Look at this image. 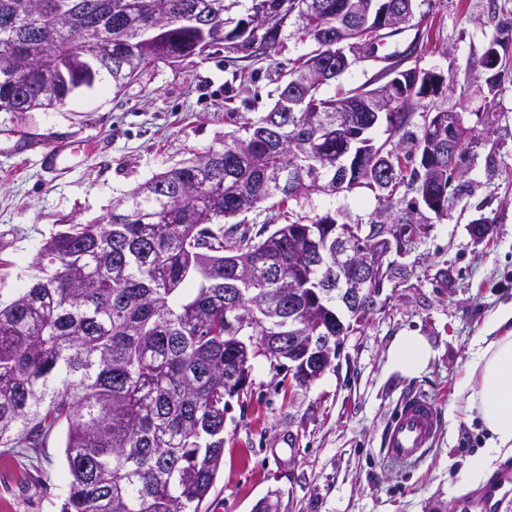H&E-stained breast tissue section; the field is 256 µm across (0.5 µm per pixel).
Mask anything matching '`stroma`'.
Wrapping results in <instances>:
<instances>
[{
  "label": "stroma",
  "instance_id": "35a3bbf8",
  "mask_svg": "<svg viewBox=\"0 0 512 512\" xmlns=\"http://www.w3.org/2000/svg\"><path fill=\"white\" fill-rule=\"evenodd\" d=\"M426 19L383 47L402 51L417 34L425 48L407 64L444 76L403 130L404 150L430 111L457 106L472 144L448 190V216L422 210L411 250L389 258L401 274L387 283L376 310L344 340L341 357L319 378L293 383L285 359L256 354L251 386L224 416V456L201 512H512V463L477 489L460 476L486 435L467 420L456 392L473 343L496 311L512 303V81L488 84L486 49L512 22V0H424ZM311 40H287L244 82L227 84L223 55L144 71L121 93L79 89L60 109L0 111V299L28 280L40 246L64 225L104 218L112 202L191 154L219 145L234 113L268 105L269 76L308 52ZM76 141L56 171L39 152L13 154L18 138ZM376 192L357 187L315 194L307 214L334 212L338 222L367 224ZM490 223L474 241V219ZM423 337L432 357L421 375L394 369L397 336ZM420 389L437 401L442 423L422 462L395 468L380 453L381 433L400 400ZM61 434L43 448L0 447V512H60L66 496Z\"/></svg>",
  "mask_w": 512,
  "mask_h": 512
}]
</instances>
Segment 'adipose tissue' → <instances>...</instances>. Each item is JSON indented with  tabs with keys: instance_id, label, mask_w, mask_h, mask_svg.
Masks as SVG:
<instances>
[{
	"instance_id": "ef3b65f1",
	"label": "adipose tissue",
	"mask_w": 512,
	"mask_h": 512,
	"mask_svg": "<svg viewBox=\"0 0 512 512\" xmlns=\"http://www.w3.org/2000/svg\"><path fill=\"white\" fill-rule=\"evenodd\" d=\"M512 321V306L501 309L489 324L493 337L475 342L465 376L458 391L466 415H477L489 433L485 448L468 468L464 485L478 488L489 484L501 464L512 459V331L497 330ZM431 350L422 337H398L390 352L393 365L404 374L415 376L428 365Z\"/></svg>"
}]
</instances>
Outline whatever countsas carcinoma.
<instances>
[{"label":"carcinoma","mask_w":512,"mask_h":512,"mask_svg":"<svg viewBox=\"0 0 512 512\" xmlns=\"http://www.w3.org/2000/svg\"><path fill=\"white\" fill-rule=\"evenodd\" d=\"M349 0H0V111L55 110L102 75L120 93L141 72L204 60L224 51L227 84L279 53L285 41L313 48L278 71L270 108L241 116L224 144L169 166L112 202L104 224H70L38 250L30 281L0 301V446L43 448L64 432L66 498L61 512H201L224 456V383L243 377L255 355L249 336H283L288 312L297 336H334L336 301L317 305L311 290L331 275L300 267L296 293L283 299L278 269L288 270L308 239L335 237L336 216L315 215L252 233L239 216L274 197L302 208L313 194H336V163L383 166L381 209L402 186L432 187V212L448 216V188L462 138L448 148V128L425 122L409 168L395 138L425 98L406 83L383 110L388 137L367 136L364 84L323 88L338 78L340 6ZM381 79L406 76L405 52L384 55ZM296 101L300 109L286 111ZM350 141L304 131L336 105ZM318 167L304 182L301 165ZM268 255L259 287L236 286L235 269Z\"/></svg>","instance_id":"obj_1"}]
</instances>
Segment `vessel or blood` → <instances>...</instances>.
<instances>
[{"instance_id":"1","label":"vessel or blood","mask_w":512,"mask_h":512,"mask_svg":"<svg viewBox=\"0 0 512 512\" xmlns=\"http://www.w3.org/2000/svg\"><path fill=\"white\" fill-rule=\"evenodd\" d=\"M440 425L435 399L426 394H410L384 431L387 461L396 466L420 461L431 448Z\"/></svg>"}]
</instances>
